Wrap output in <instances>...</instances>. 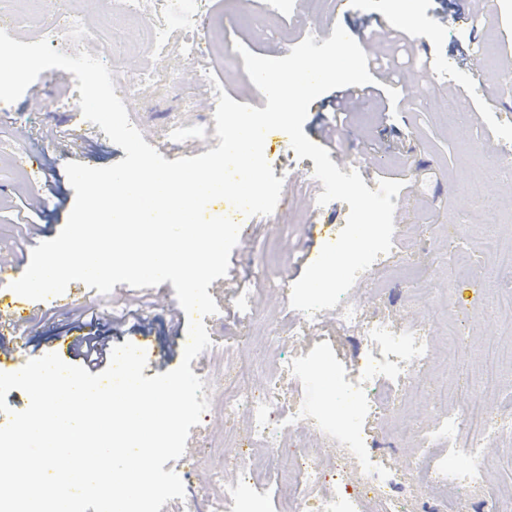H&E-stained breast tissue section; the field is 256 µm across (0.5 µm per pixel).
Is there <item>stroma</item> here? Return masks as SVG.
Segmentation results:
<instances>
[{
  "label": "stroma",
  "mask_w": 512,
  "mask_h": 512,
  "mask_svg": "<svg viewBox=\"0 0 512 512\" xmlns=\"http://www.w3.org/2000/svg\"><path fill=\"white\" fill-rule=\"evenodd\" d=\"M68 11L82 17L85 30L56 36L60 16ZM143 12L140 23L123 13L121 0H0V22H16L13 39L31 43L44 38L71 56L82 49L106 56L113 31L122 32L126 51L121 68L134 76L152 67L162 76L161 82L142 86L138 96L126 100L131 123L158 152L175 145L187 157L220 143L213 117L215 88L236 102L266 106L235 44L257 55L282 58L309 33L326 40L339 26L369 59L398 55L404 63L399 75L371 69L373 93L352 101L351 122L330 158L343 173L360 172L372 190L384 178L403 181L395 199L393 249L359 275L348 296L360 301L369 315L395 327L425 330L431 354L426 387L398 383L397 412L380 421L369 418L365 398L353 392L364 371L358 338L337 329L335 310H324L319 320L304 324L300 311L290 305L292 285L322 246L338 237L349 206L340 201L318 205L323 185L313 175V160L298 158L289 138L266 137L264 155L283 181L282 206L271 215L249 218L223 200L208 206L250 230L232 250L226 277L208 288L219 308L204 319L212 344L190 367L203 380L210 405L200 424L191 427L184 456L165 465L183 481L185 497L172 499L160 512H208L210 473L223 472L228 486L239 480L225 458L203 455L219 438L226 448L247 454L254 447L248 413H240L234 424L224 422L221 384L231 366L256 392L277 381L289 402L309 394L313 379L327 374L333 398L321 406L320 419L303 421L302 428L313 454L344 462L343 474L328 471L331 486L368 503L374 493L363 485L366 469L400 473L420 458L421 449L396 435L410 419L426 429L448 406L464 414L474 403L491 413L512 412V310L487 304L492 288L512 291V276L504 275L485 249L493 235L502 248L512 247V171L505 167L512 150V87L500 79L512 74V44H503L499 37L501 30L512 28V0H495L490 11L482 0H416L414 14L427 37L412 50L426 52L446 72V79L436 83L408 65L409 52L395 51L391 0H348L341 7L336 0H292L280 17L255 10L251 0H169L160 15L154 0H143ZM477 13L482 22L474 27L470 18ZM186 14L198 18L189 30L181 22ZM148 22L166 27L163 52L146 49ZM188 31L211 43V52L188 56L183 43ZM75 85L72 73L49 69L16 101L0 105V259L14 261L20 273L29 260L14 258L12 251L30 214L24 197L36 194L47 200L50 187L67 186L68 162L101 168L125 156L98 125L82 118ZM459 249L474 259L465 278L451 261ZM80 302L105 314L116 307L142 313V320L129 318L115 325L111 340L146 351L144 376L180 363L173 346L186 343L188 317L180 312L171 282L117 287L106 295L87 288ZM288 322L296 325L291 340L282 336ZM452 328L471 350L451 364L446 334ZM80 333V328L59 320L46 321L33 336L31 351L20 354L18 362L64 354L62 337ZM292 362L304 365L300 381L286 372ZM427 398L431 411H420ZM483 449L488 479L464 493L469 512H487L493 494L512 489V460L501 458L502 452L512 451V428L485 438Z\"/></svg>",
  "instance_id": "35a3bbf8"
}]
</instances>
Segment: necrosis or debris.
<instances>
[{
  "label": "necrosis or debris",
  "mask_w": 512,
  "mask_h": 512,
  "mask_svg": "<svg viewBox=\"0 0 512 512\" xmlns=\"http://www.w3.org/2000/svg\"><path fill=\"white\" fill-rule=\"evenodd\" d=\"M336 325L343 333L358 334L369 352L363 379L356 390L367 395L372 411H389L397 399L395 381L420 379L427 369L429 347L420 329L409 326L396 330L383 319H368L359 303L348 301L337 305ZM243 407L250 413L256 445L264 448L266 457L275 461L277 470L293 488V498L282 503L280 512H296L297 496L313 490L320 493L317 512H360L358 497L326 491V473L321 465L299 456V449L308 445L305 435H296L294 444L289 446L273 428L274 422H292L306 416L314 408L312 402L290 405L278 387L257 395L241 389L237 382H225V418L236 416ZM506 426H512L511 412L492 417L476 406L465 420L453 411L440 416L433 428L420 433L417 439L418 447L448 451L447 457L427 460V475L451 486L479 483L485 463L482 438Z\"/></svg>",
  "instance_id": "obj_1"
}]
</instances>
